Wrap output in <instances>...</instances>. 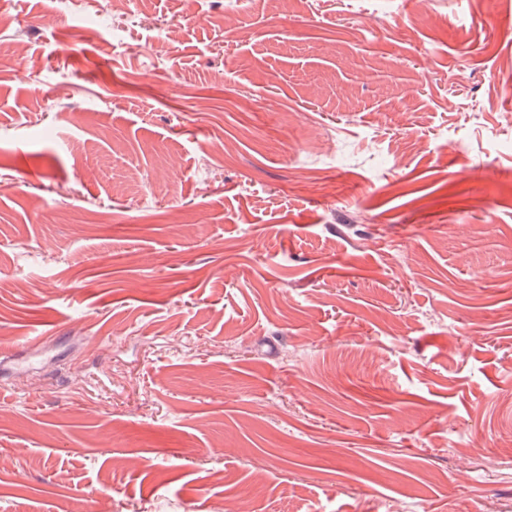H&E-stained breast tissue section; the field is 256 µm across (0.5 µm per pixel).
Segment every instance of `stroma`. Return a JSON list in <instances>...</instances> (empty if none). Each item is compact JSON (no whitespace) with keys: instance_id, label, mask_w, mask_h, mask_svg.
Instances as JSON below:
<instances>
[{"instance_id":"35a3bbf8","label":"stroma","mask_w":512,"mask_h":512,"mask_svg":"<svg viewBox=\"0 0 512 512\" xmlns=\"http://www.w3.org/2000/svg\"><path fill=\"white\" fill-rule=\"evenodd\" d=\"M511 71L512 0H0V512H512Z\"/></svg>"}]
</instances>
